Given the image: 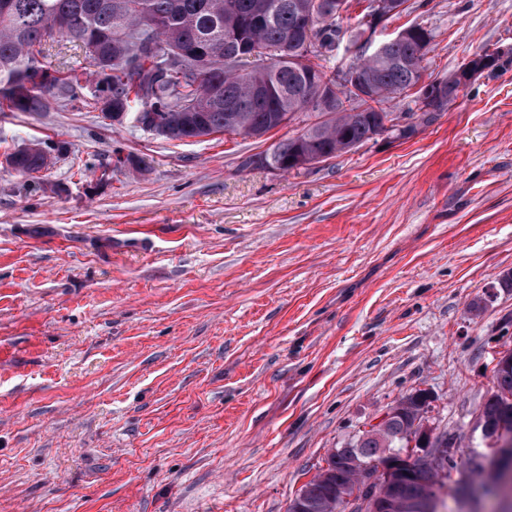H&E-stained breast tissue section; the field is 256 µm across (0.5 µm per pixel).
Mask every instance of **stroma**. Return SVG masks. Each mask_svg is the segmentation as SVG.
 <instances>
[{
    "label": "stroma",
    "instance_id": "1",
    "mask_svg": "<svg viewBox=\"0 0 512 512\" xmlns=\"http://www.w3.org/2000/svg\"><path fill=\"white\" fill-rule=\"evenodd\" d=\"M415 22L436 79L512 45V0H426L383 35ZM89 100L0 113V160L68 147L45 192L0 164V512H287L417 389L482 450L512 292L470 304L512 272V65L285 174L241 163L301 122L166 141Z\"/></svg>",
    "mask_w": 512,
    "mask_h": 512
}]
</instances>
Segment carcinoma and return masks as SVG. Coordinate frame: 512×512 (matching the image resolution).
<instances>
[{"mask_svg":"<svg viewBox=\"0 0 512 512\" xmlns=\"http://www.w3.org/2000/svg\"><path fill=\"white\" fill-rule=\"evenodd\" d=\"M360 11L349 12L352 2ZM375 0H0V103L10 112H42L54 90L85 88L73 69H50L43 46L56 36L85 49L95 67L93 104L114 125L166 141L218 133L260 138L308 112L316 120L242 167L288 172L349 153L378 136L408 139L416 124L399 122L392 100L412 98L429 116L448 109L458 86L442 79L422 96L432 30L413 23L382 41L366 40ZM309 46H304L307 29ZM348 64L333 66L339 52ZM362 68L359 98L351 71ZM390 125H385V122ZM63 145L31 142L5 155L12 171L33 181ZM494 390L479 416L485 429L512 434V368L494 370ZM379 430H360L332 449L293 497L299 512H343L336 487H349L355 464L377 467L417 440L419 406L413 394L391 406ZM512 471V443L484 456L467 481L483 487L454 493L477 499L495 494L489 469ZM434 476H401L377 487L393 512H438Z\"/></svg>","mask_w":512,"mask_h":512,"instance_id":"carcinoma-1","label":"carcinoma"}]
</instances>
